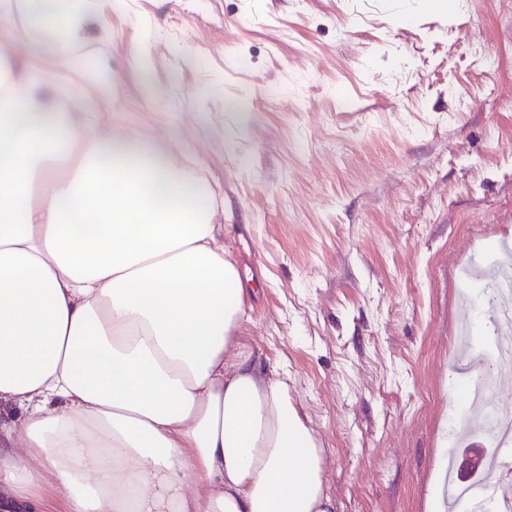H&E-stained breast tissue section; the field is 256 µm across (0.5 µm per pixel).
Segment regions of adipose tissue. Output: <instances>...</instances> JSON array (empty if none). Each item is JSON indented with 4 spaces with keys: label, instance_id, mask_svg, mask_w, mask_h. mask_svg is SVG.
Listing matches in <instances>:
<instances>
[{
    "label": "adipose tissue",
    "instance_id": "obj_1",
    "mask_svg": "<svg viewBox=\"0 0 512 512\" xmlns=\"http://www.w3.org/2000/svg\"><path fill=\"white\" fill-rule=\"evenodd\" d=\"M56 3L17 0L51 65L0 55V506L334 512L287 385L236 342L212 186L83 91L47 97L78 27Z\"/></svg>",
    "mask_w": 512,
    "mask_h": 512
}]
</instances>
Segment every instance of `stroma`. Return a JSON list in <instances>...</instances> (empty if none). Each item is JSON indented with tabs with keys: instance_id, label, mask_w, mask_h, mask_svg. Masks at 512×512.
Instances as JSON below:
<instances>
[{
	"instance_id": "stroma-1",
	"label": "stroma",
	"mask_w": 512,
	"mask_h": 512,
	"mask_svg": "<svg viewBox=\"0 0 512 512\" xmlns=\"http://www.w3.org/2000/svg\"><path fill=\"white\" fill-rule=\"evenodd\" d=\"M58 92L163 137L218 191L249 271L238 339L326 450L336 512H428L454 336L512 239V0H80ZM30 19L0 52L50 62ZM148 57L140 70L136 55ZM494 67H487V60Z\"/></svg>"
}]
</instances>
